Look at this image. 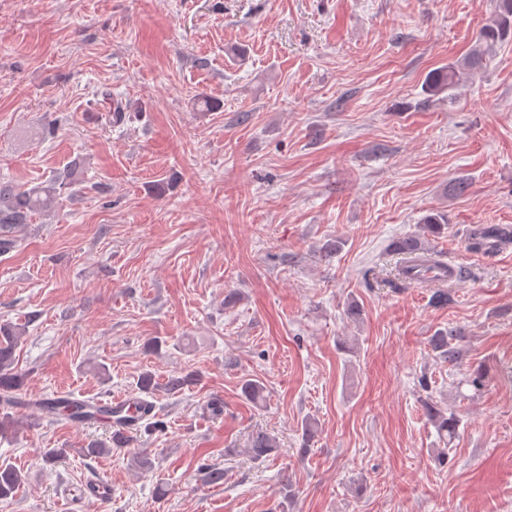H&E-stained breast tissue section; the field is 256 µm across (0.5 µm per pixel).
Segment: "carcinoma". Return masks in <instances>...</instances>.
Listing matches in <instances>:
<instances>
[{"instance_id":"obj_1","label":"carcinoma","mask_w":512,"mask_h":512,"mask_svg":"<svg viewBox=\"0 0 512 512\" xmlns=\"http://www.w3.org/2000/svg\"><path fill=\"white\" fill-rule=\"evenodd\" d=\"M512 38V0H497V6L485 21L479 34L478 45L464 58L432 74L426 82V92L436 96L446 90L452 91L461 82H473L483 70L497 44ZM59 182L47 180L31 188L0 181V253L8 252L18 246L17 229L31 223L33 217L51 203ZM25 333V327L12 324H0V434L12 431L14 418L9 416L8 409L18 405L17 392L25 386L26 375L15 366V351ZM460 334L453 328L437 330L430 339L432 351L436 356L448 362L461 357V349L456 344ZM195 373L173 374L167 377L164 384L156 383L149 372L142 374L139 391L151 394L158 388L168 392H178L190 385ZM241 388L245 397L257 403L265 399L262 382L246 379ZM134 409L113 407L89 400L57 399L46 397L38 403L41 415L51 421L68 420L78 425L102 424L109 431L103 441H91L82 448L85 457L97 458L121 450L129 444L133 431L140 427L149 407L141 399L132 401ZM430 420L434 423L441 436L450 439L456 435L459 418L446 415L434 406H427ZM278 449L274 436L257 432L249 442L248 456L253 461H261L275 453ZM24 476L19 468L3 461L0 463V500L13 498L21 485Z\"/></svg>"}]
</instances>
